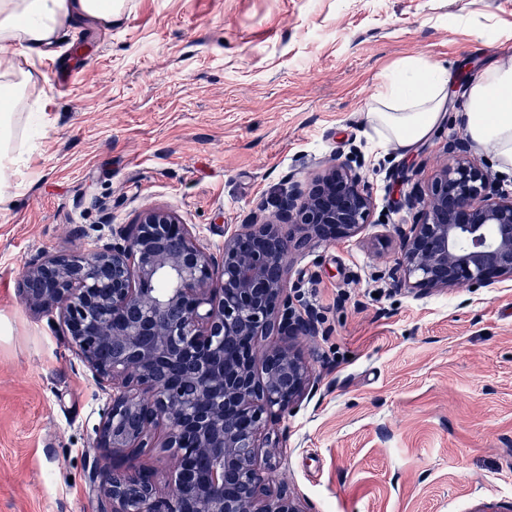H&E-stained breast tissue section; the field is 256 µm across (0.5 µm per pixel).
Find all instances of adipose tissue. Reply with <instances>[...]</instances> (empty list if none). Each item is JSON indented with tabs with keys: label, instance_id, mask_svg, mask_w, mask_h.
<instances>
[{
	"label": "adipose tissue",
	"instance_id": "ef3b65f1",
	"mask_svg": "<svg viewBox=\"0 0 512 512\" xmlns=\"http://www.w3.org/2000/svg\"><path fill=\"white\" fill-rule=\"evenodd\" d=\"M117 0H0V177L24 163L27 140L45 124L34 111V82L21 59L50 54L61 35L87 22L111 26ZM450 68L412 57L386 70L367 115L379 147L410 152L446 118ZM467 135L512 170V57L481 69L469 90Z\"/></svg>",
	"mask_w": 512,
	"mask_h": 512
}]
</instances>
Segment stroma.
<instances>
[{
  "instance_id": "35a3bbf8",
  "label": "stroma",
  "mask_w": 512,
  "mask_h": 512,
  "mask_svg": "<svg viewBox=\"0 0 512 512\" xmlns=\"http://www.w3.org/2000/svg\"><path fill=\"white\" fill-rule=\"evenodd\" d=\"M32 57L46 123L0 210V512H95L86 483L106 403L89 369L19 288L26 263L88 251L147 207L175 211L216 252L288 175L361 165L376 198L356 237L303 241L299 304L330 331L304 343L312 400L261 451L314 512H512V281L421 297L391 287L401 174L428 180L461 133L474 76L512 57V0H120ZM469 25L455 27L458 15ZM452 67L446 119L411 153L366 114L393 64Z\"/></svg>"
}]
</instances>
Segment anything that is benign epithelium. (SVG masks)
Here are the masks:
<instances>
[{
	"label": "benign epithelium",
	"instance_id": "obj_1",
	"mask_svg": "<svg viewBox=\"0 0 512 512\" xmlns=\"http://www.w3.org/2000/svg\"><path fill=\"white\" fill-rule=\"evenodd\" d=\"M454 139L453 162L414 183L396 228L401 257L390 277L415 295L491 288L512 280V195ZM375 209L360 168L332 163L308 183L288 176L275 220L243 224L209 252L177 213L140 212L93 250L38 255L21 297L58 312L68 342L110 399L96 428L89 491L97 512H306L290 492L263 498L267 426L312 400V365L292 345L324 334L323 315L296 309L286 259L303 239L357 236ZM290 232L283 233L282 226ZM146 448L180 464L165 493L146 467L112 469Z\"/></svg>",
	"mask_w": 512,
	"mask_h": 512
}]
</instances>
